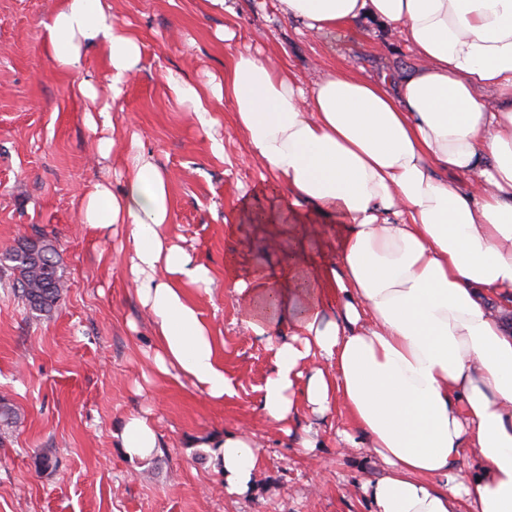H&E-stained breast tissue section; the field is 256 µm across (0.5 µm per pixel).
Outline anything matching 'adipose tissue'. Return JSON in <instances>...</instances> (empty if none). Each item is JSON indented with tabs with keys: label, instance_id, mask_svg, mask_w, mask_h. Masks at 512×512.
Segmentation results:
<instances>
[{
	"label": "adipose tissue",
	"instance_id": "ef3b65f1",
	"mask_svg": "<svg viewBox=\"0 0 512 512\" xmlns=\"http://www.w3.org/2000/svg\"><path fill=\"white\" fill-rule=\"evenodd\" d=\"M284 15L329 34L367 15L403 42L415 64L396 89L342 70L312 88L271 57L236 47L223 78L200 87L163 80L201 127L231 106L243 160L259 163L272 196L239 197L226 221L282 248L273 270L239 260L233 288L246 332L271 363L261 387L267 421L300 409L342 408L345 435L387 466L369 483L373 512H512V0H278ZM44 47L76 70L94 48L110 68L92 126L111 128L142 46L111 0H59ZM466 177L467 187L445 179ZM120 192L100 182L80 199L99 233L126 225V272L157 343V375L177 374L214 401L233 394L211 331L188 288L211 284L164 233L170 175L130 134ZM128 457L160 447L150 411L120 433ZM218 446L229 491H247L261 449L247 432ZM476 456L474 475L457 465Z\"/></svg>",
	"mask_w": 512,
	"mask_h": 512
}]
</instances>
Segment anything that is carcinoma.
Listing matches in <instances>:
<instances>
[{
  "instance_id": "1",
  "label": "carcinoma",
  "mask_w": 512,
  "mask_h": 512,
  "mask_svg": "<svg viewBox=\"0 0 512 512\" xmlns=\"http://www.w3.org/2000/svg\"><path fill=\"white\" fill-rule=\"evenodd\" d=\"M0 265L16 275L15 286L34 314L51 312L66 288L57 248L44 234L0 254Z\"/></svg>"
}]
</instances>
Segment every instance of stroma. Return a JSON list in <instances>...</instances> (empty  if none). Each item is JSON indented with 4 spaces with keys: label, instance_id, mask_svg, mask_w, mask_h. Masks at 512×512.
<instances>
[{
    "label": "stroma",
    "instance_id": "obj_1",
    "mask_svg": "<svg viewBox=\"0 0 512 512\" xmlns=\"http://www.w3.org/2000/svg\"><path fill=\"white\" fill-rule=\"evenodd\" d=\"M53 0H0V253L45 234L56 241L67 287L47 316L32 315L0 269V398L18 411L0 424V512H372L364 485L380 478L382 461L365 448L343 445L350 419H324L301 410L288 429L259 410L271 354L246 335L241 306L226 269L238 248L261 267L281 253L265 239L239 243L224 217L244 193L255 195V164L239 163L241 142L223 117L215 158L187 105L161 80L165 69L202 84L224 72L228 52L215 37L224 14L202 0H112V11L143 43L141 68L129 83L110 137V159L98 154L99 136L87 126L89 100L70 87L89 79L110 93L107 62L87 50L81 71L57 67L43 48V22ZM239 41L285 61L306 80L343 69L396 84L414 60L402 43L370 18L321 39L281 14L276 0H236ZM137 132L146 151L171 174L170 241L204 263L215 284L188 293L212 327L235 385L224 401L210 400L191 382L152 377L156 340L120 262L131 249L126 226L100 235L83 224L79 197L99 181L120 190L113 171L120 148ZM151 409L159 453L132 459L120 446L123 420ZM247 429L263 445L248 493H229L216 442ZM315 449L303 454V438ZM52 455V469L35 458Z\"/></svg>",
    "mask_w": 512,
    "mask_h": 512
}]
</instances>
